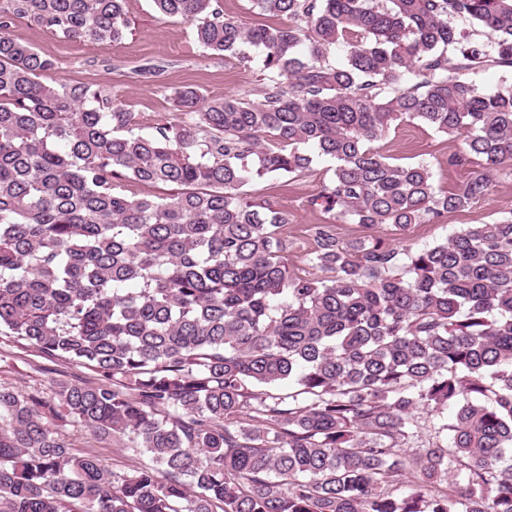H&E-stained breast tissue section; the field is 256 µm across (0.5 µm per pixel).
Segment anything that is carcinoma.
I'll return each instance as SVG.
<instances>
[{
    "label": "carcinoma",
    "mask_w": 512,
    "mask_h": 512,
    "mask_svg": "<svg viewBox=\"0 0 512 512\" xmlns=\"http://www.w3.org/2000/svg\"><path fill=\"white\" fill-rule=\"evenodd\" d=\"M151 2L260 63L261 99L177 87L178 120L145 132L12 34L118 44L130 0H0V336L95 372L0 383V512H512V211L421 249L374 234L439 223L512 166V90L469 78L512 69V0H250L275 26ZM407 119L481 170L446 192L388 161L371 143ZM318 159L310 205L360 236L309 225L297 271L288 212L247 187ZM59 421L132 469L74 452Z\"/></svg>",
    "instance_id": "cac0c4a2"
}]
</instances>
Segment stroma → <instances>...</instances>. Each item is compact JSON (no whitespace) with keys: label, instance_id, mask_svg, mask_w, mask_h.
I'll list each match as a JSON object with an SVG mask.
<instances>
[{"label":"stroma","instance_id":"1","mask_svg":"<svg viewBox=\"0 0 512 512\" xmlns=\"http://www.w3.org/2000/svg\"><path fill=\"white\" fill-rule=\"evenodd\" d=\"M130 32L118 44L85 45L59 38L26 22L16 23L14 33L39 52L58 63L56 78L74 85H94L109 88L130 111L136 112L143 125L159 119H174L176 111L169 98L171 88L194 85L209 97L236 95L259 99L263 75L259 65L242 67L232 57L204 53L195 43L190 26L177 18L160 19L150 0H131ZM376 148L391 161L407 164L423 162L429 165L438 190L449 191L468 176L467 171L449 168V153L463 146L462 138H452L433 132L419 122H402L375 143ZM330 162H320L314 172L290 180L266 179L253 184L255 193L286 210L290 222L284 229L290 244L289 258L300 263L309 246L305 234L307 225L333 224L341 240L358 236L357 225L336 220L310 206L332 172ZM512 211V169H504L500 180L484 199L464 210L448 214L439 224H415L407 232L382 226L380 233L393 242L404 241L423 248L451 234L463 224H487ZM0 381L30 390L49 389L56 383H81L93 380L87 367L53 364L7 347L0 337ZM67 439L75 451H90L110 469L124 472L127 459L113 448L111 439L98 438L86 429L67 425Z\"/></svg>","mask_w":512,"mask_h":512}]
</instances>
